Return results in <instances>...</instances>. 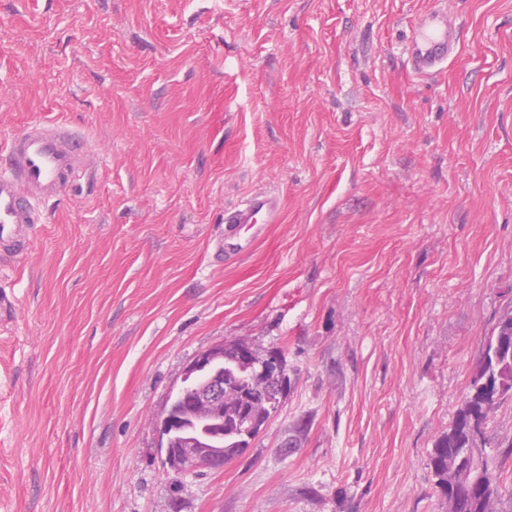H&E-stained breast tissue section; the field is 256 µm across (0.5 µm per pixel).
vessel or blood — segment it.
<instances>
[{"mask_svg":"<svg viewBox=\"0 0 512 512\" xmlns=\"http://www.w3.org/2000/svg\"><path fill=\"white\" fill-rule=\"evenodd\" d=\"M459 43L460 32L449 24L447 12L428 11L408 37V62L416 74L432 76L447 67ZM89 156L88 140L63 123L31 124L0 148V259L24 252L39 204L86 173ZM282 217L278 194L251 192L238 205L225 209L224 232L212 243L214 256L228 261L245 255L267 225L281 223Z\"/></svg>","mask_w":512,"mask_h":512,"instance_id":"vessel-or-blood-1","label":"vessel or blood"}]
</instances>
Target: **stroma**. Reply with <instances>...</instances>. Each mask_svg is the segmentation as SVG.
Returning a JSON list of instances; mask_svg holds the SVG:
<instances>
[{
  "instance_id": "35a3bbf8",
  "label": "stroma",
  "mask_w": 512,
  "mask_h": 512,
  "mask_svg": "<svg viewBox=\"0 0 512 512\" xmlns=\"http://www.w3.org/2000/svg\"><path fill=\"white\" fill-rule=\"evenodd\" d=\"M462 32L419 79L406 37ZM90 142L0 262V512H443L427 466L512 309V0H0V146ZM279 192L230 263L224 211ZM281 351L279 410L192 475L159 418L200 351ZM495 512H512V400ZM460 32L448 23V13L430 10L417 21L407 40V59L412 70L422 76H432L448 65L458 53Z\"/></svg>"
}]
</instances>
